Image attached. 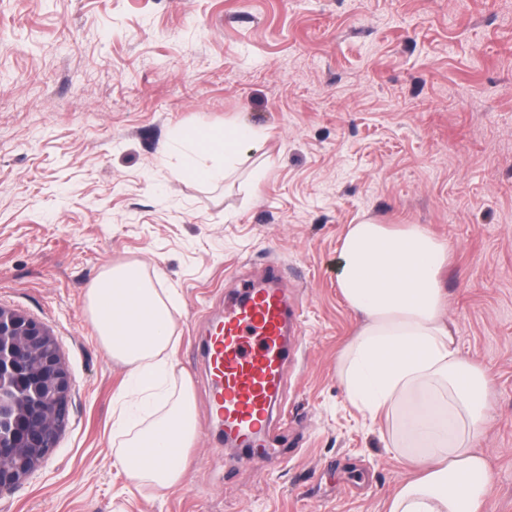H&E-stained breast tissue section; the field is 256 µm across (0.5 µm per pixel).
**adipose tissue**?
I'll use <instances>...</instances> for the list:
<instances>
[{
	"label": "adipose tissue",
	"mask_w": 512,
	"mask_h": 512,
	"mask_svg": "<svg viewBox=\"0 0 512 512\" xmlns=\"http://www.w3.org/2000/svg\"><path fill=\"white\" fill-rule=\"evenodd\" d=\"M260 137L240 123L177 134L171 176L223 179ZM449 255L447 241L418 224L395 229L367 219L342 237L336 283L359 327L341 354L340 380L364 416L401 414L390 441L416 471L389 512H484L488 382L462 356L446 316L440 273ZM86 299L98 341L130 377L116 398L118 462L131 482L173 488L197 435L190 382L168 381L180 345L176 303L137 263L101 271Z\"/></svg>",
	"instance_id": "ef3b65f1"
}]
</instances>
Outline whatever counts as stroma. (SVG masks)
Here are the masks:
<instances>
[{
  "mask_svg": "<svg viewBox=\"0 0 512 512\" xmlns=\"http://www.w3.org/2000/svg\"><path fill=\"white\" fill-rule=\"evenodd\" d=\"M229 122L263 142L219 183L174 180L175 135ZM366 216L448 242V317L489 381L486 512H512V0H0V305L51 330L76 383L0 512H387L410 470L338 376L357 329L339 248ZM125 263L175 289L195 398L162 494L114 464L126 368L85 309ZM271 272L300 321L268 462L225 447L203 350Z\"/></svg>",
  "mask_w": 512,
  "mask_h": 512,
  "instance_id": "stroma-1",
  "label": "stroma"
}]
</instances>
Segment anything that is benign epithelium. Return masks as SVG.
Here are the masks:
<instances>
[{
    "mask_svg": "<svg viewBox=\"0 0 512 512\" xmlns=\"http://www.w3.org/2000/svg\"><path fill=\"white\" fill-rule=\"evenodd\" d=\"M75 381L51 332L0 306V496L47 463L69 422Z\"/></svg>",
    "mask_w": 512,
    "mask_h": 512,
    "instance_id": "obj_1",
    "label": "benign epithelium"
}]
</instances>
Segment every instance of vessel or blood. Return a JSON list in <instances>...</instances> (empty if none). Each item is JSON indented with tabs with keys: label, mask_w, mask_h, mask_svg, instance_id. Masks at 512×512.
<instances>
[{
	"label": "vessel or blood",
	"mask_w": 512,
	"mask_h": 512,
	"mask_svg": "<svg viewBox=\"0 0 512 512\" xmlns=\"http://www.w3.org/2000/svg\"><path fill=\"white\" fill-rule=\"evenodd\" d=\"M297 328L288 298L275 282H244L224 307L207 351L213 398L226 427L243 444L261 439L288 357L285 338Z\"/></svg>",
	"instance_id": "obj_1"
}]
</instances>
